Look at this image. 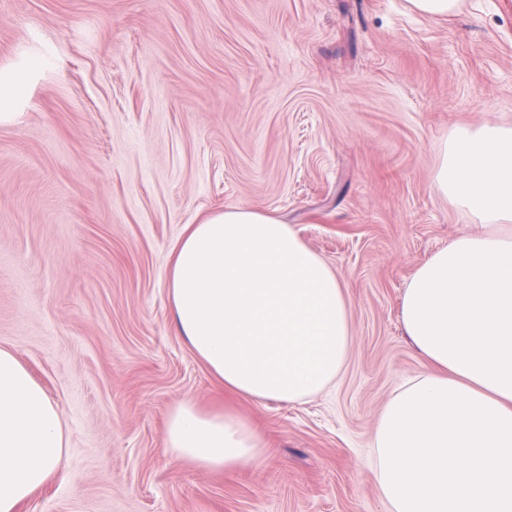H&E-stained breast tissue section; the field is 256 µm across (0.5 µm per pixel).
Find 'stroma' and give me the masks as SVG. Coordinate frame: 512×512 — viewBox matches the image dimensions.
<instances>
[{"instance_id":"35a3bbf8","label":"stroma","mask_w":512,"mask_h":512,"mask_svg":"<svg viewBox=\"0 0 512 512\" xmlns=\"http://www.w3.org/2000/svg\"><path fill=\"white\" fill-rule=\"evenodd\" d=\"M0 347L55 402L67 453L18 512H386L372 435L428 372L415 269L474 224L434 189L450 130L512 125V0H0ZM245 206L346 287L352 343L302 404L222 390L172 326L185 225ZM257 427L224 472L162 447L184 399ZM410 8L419 14L449 17L458 13L462 0H407Z\"/></svg>"}]
</instances>
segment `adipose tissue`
<instances>
[{"instance_id": "1", "label": "adipose tissue", "mask_w": 512, "mask_h": 512, "mask_svg": "<svg viewBox=\"0 0 512 512\" xmlns=\"http://www.w3.org/2000/svg\"><path fill=\"white\" fill-rule=\"evenodd\" d=\"M437 192L479 229L411 276L405 331L435 373L411 378L376 422L373 458L387 512H512V127L456 128ZM174 325L225 390L300 403L330 390L352 340L332 267L279 218L228 207L186 225L168 261ZM162 446L221 472L259 462L246 420L187 399ZM57 406L0 348V512H17L65 458Z\"/></svg>"}]
</instances>
